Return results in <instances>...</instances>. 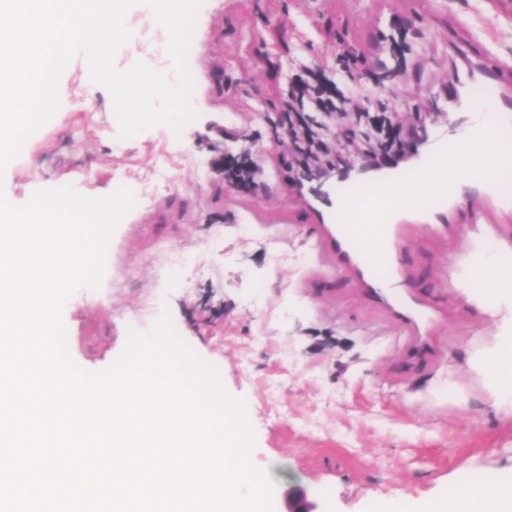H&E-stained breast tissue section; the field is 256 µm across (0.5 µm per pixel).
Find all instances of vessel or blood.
<instances>
[{
	"instance_id": "1",
	"label": "vessel or blood",
	"mask_w": 512,
	"mask_h": 512,
	"mask_svg": "<svg viewBox=\"0 0 512 512\" xmlns=\"http://www.w3.org/2000/svg\"><path fill=\"white\" fill-rule=\"evenodd\" d=\"M463 130H484L495 140L511 141L512 105L493 109L477 102ZM408 185L403 177L387 189L374 179L356 182L345 190L356 201L351 211L330 213L311 232L314 249L328 254L336 268L358 285L363 298L384 310L397 325L402 342L396 367L403 371L432 364L435 339L444 320L442 309L416 288L414 270L402 257L403 240L414 226L429 236L448 232L443 219L455 209L447 189L441 187L426 189L417 202H410ZM469 186L474 202L472 223H484L490 206L512 205L510 174L477 175Z\"/></svg>"
}]
</instances>
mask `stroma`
I'll list each match as a JSON object with an SVG mask.
<instances>
[{
    "label": "stroma",
    "mask_w": 512,
    "mask_h": 512,
    "mask_svg": "<svg viewBox=\"0 0 512 512\" xmlns=\"http://www.w3.org/2000/svg\"><path fill=\"white\" fill-rule=\"evenodd\" d=\"M143 12H127L132 36L114 63L170 72V57L141 32ZM395 23L413 46L393 88L401 119L429 111L470 67L507 65L499 93L512 101V0H203L188 52L193 122L120 137L109 93L77 54L59 78L56 116L0 173V191L19 206L66 185L91 197L122 186L136 194L100 288L77 290L63 309L68 352L84 369H106L128 331L148 332L170 309L180 336L245 400L249 461L275 483L274 512H288L298 490L321 512H427L467 480L512 475V409L496 405L469 362L497 319L477 304L480 289L458 285L477 262L473 241L512 259V210L470 224L463 192L451 236L406 237L417 285L448 322L435 366L398 377L396 325L313 248L315 219L288 179L282 100L298 67L374 69ZM226 125L239 128L232 150L251 146L264 169L246 191L213 169L215 131ZM150 183L155 192L141 199ZM174 252L184 260L173 266Z\"/></svg>",
    "instance_id": "1"
}]
</instances>
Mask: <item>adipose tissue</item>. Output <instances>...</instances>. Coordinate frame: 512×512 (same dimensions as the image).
<instances>
[{"mask_svg":"<svg viewBox=\"0 0 512 512\" xmlns=\"http://www.w3.org/2000/svg\"><path fill=\"white\" fill-rule=\"evenodd\" d=\"M452 160L470 159V173L512 169V146L482 142L463 135L449 152ZM484 371L499 404L512 408V319L506 320L484 359ZM430 512H512V478L490 473L475 484L458 488L448 502Z\"/></svg>","mask_w":512,"mask_h":512,"instance_id":"ef3b65f1","label":"adipose tissue"}]
</instances>
